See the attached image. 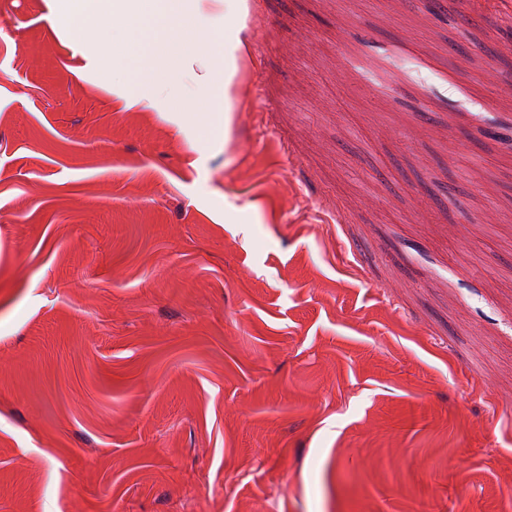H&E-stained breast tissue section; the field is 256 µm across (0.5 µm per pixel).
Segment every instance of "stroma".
I'll return each mask as SVG.
<instances>
[{
  "label": "stroma",
  "mask_w": 512,
  "mask_h": 512,
  "mask_svg": "<svg viewBox=\"0 0 512 512\" xmlns=\"http://www.w3.org/2000/svg\"><path fill=\"white\" fill-rule=\"evenodd\" d=\"M199 7L204 136L0 18V512H512V36Z\"/></svg>",
  "instance_id": "1"
}]
</instances>
